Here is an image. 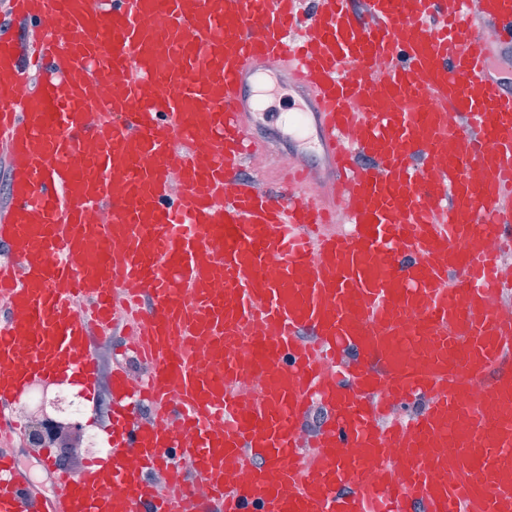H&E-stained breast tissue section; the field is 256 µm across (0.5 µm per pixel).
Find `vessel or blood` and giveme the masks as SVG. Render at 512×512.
I'll return each instance as SVG.
<instances>
[{
  "instance_id": "vessel-or-blood-1",
  "label": "vessel or blood",
  "mask_w": 512,
  "mask_h": 512,
  "mask_svg": "<svg viewBox=\"0 0 512 512\" xmlns=\"http://www.w3.org/2000/svg\"><path fill=\"white\" fill-rule=\"evenodd\" d=\"M498 47L512 0H0V407L92 392L115 328L147 369L115 361L109 448L45 461L52 495L1 454L0 512H512ZM257 111L313 128L344 231L308 165L242 181Z\"/></svg>"
}]
</instances>
